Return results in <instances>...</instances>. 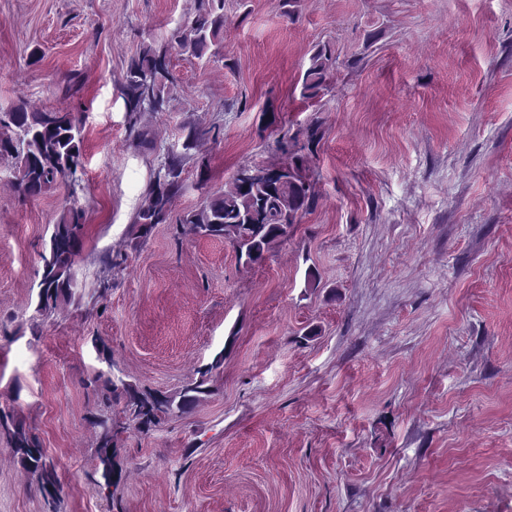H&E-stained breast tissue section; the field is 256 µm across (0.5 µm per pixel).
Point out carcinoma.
<instances>
[{
    "mask_svg": "<svg viewBox=\"0 0 512 512\" xmlns=\"http://www.w3.org/2000/svg\"><path fill=\"white\" fill-rule=\"evenodd\" d=\"M224 40V0H196L194 12L169 32L160 45L144 46L133 56L120 82V95L130 117V133L146 141L137 128L141 112H163L176 100L177 82L169 69L168 53L177 49L188 58L224 61L216 46ZM338 55L330 44L316 46L302 76L300 99L310 103L331 90ZM313 146L321 139L316 122L292 134H283L276 150L285 156L277 167L266 169L259 178L247 176L251 168H240L220 194L207 196L200 207L187 213L183 231L195 237L229 243L243 264L251 266L266 259L274 246L287 239L304 213L316 203V193L304 157L295 151L299 138ZM82 120L72 112H30L20 103L0 112V159L14 166L15 185L27 197L41 195L57 179L72 178L81 167ZM182 158L173 154L154 173L139 206L134 224L140 238L158 224L167 222L170 203L181 186ZM77 210L54 225L49 254L42 256L43 271L38 283L40 304L36 312L49 317L74 302L73 268L79 255L84 224ZM207 372L174 393L142 392L112 371H99L92 378L94 391L107 404L121 398L128 420L144 432L162 418L181 416L192 410L200 395L208 392ZM92 424L100 429L98 459L102 482L111 490L117 486L112 444V416L99 413ZM0 429L8 436L14 457L37 481L42 495L55 498L61 482L53 463L47 461L40 440L12 410L0 408Z\"/></svg>",
    "mask_w": 512,
    "mask_h": 512,
    "instance_id": "cac0c4a2",
    "label": "carcinoma"
}]
</instances>
